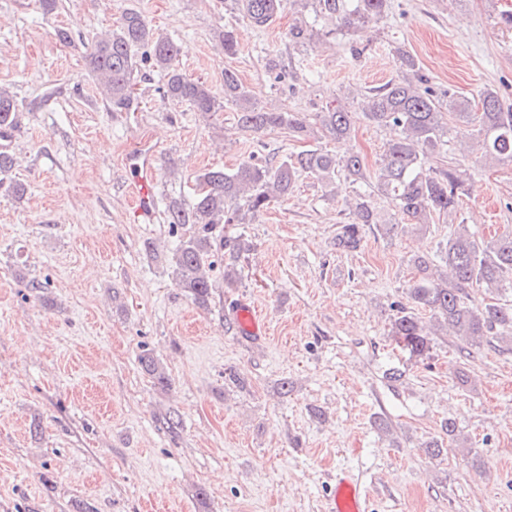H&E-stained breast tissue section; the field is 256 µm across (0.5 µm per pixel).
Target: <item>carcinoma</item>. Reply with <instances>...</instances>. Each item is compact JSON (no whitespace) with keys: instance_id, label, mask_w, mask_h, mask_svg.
<instances>
[{"instance_id":"cac0c4a2","label":"carcinoma","mask_w":512,"mask_h":512,"mask_svg":"<svg viewBox=\"0 0 512 512\" xmlns=\"http://www.w3.org/2000/svg\"><path fill=\"white\" fill-rule=\"evenodd\" d=\"M235 2L257 27L273 22L284 7V0ZM313 5L348 30L382 17L389 7L388 0H313ZM216 37L225 56L237 55L233 27L224 26ZM178 55L172 38L156 32L138 10L127 9L115 29L95 37L91 73L116 112L137 110L134 75L143 63L164 73L159 87L164 100L185 102L208 117L227 103L234 107L240 128L254 134L275 129L286 130L291 137L311 134L302 113L257 107L251 90L232 69L224 70V100H219L207 82L178 67ZM398 60L401 76L362 95L363 116L375 126L398 130L375 173L377 188L391 200L400 221L424 230L436 215H455L460 196L467 192L466 170L447 161L446 109H452L458 121L476 128L481 156L503 164H512V112L504 111L498 93L489 88L480 95V111L473 112L468 99L439 93L430 86L415 56L401 50ZM316 117L326 137L336 140L351 134V113L339 102L326 104ZM18 123L15 99L0 88V133L16 129ZM340 171L355 183L367 178L359 155L338 159L321 148L287 155L276 163L250 159L229 172L208 169L198 174L194 202L188 205L173 199L167 206L170 228L189 227L168 258L176 284L197 304L208 305L214 288V251L229 249L224 285L230 288L240 278L238 261L248 247L241 238L228 241L224 225L243 224L246 215L261 213L271 202L288 196L301 172L333 185ZM352 212L353 223L342 225L336 234V248L342 251L360 248L367 225L374 224L385 234L398 229L381 220L362 194L354 197ZM410 264L415 271L409 288L411 306L399 308L391 323V336L400 351L417 358L431 349L432 332L419 317L420 310L430 313L438 326L451 329L469 347L512 339V300L504 299L512 291V233L480 240L467 225L459 224L437 253L415 255ZM471 288L496 294V301L481 307L472 304ZM139 362L156 385L163 389L170 385L165 368L153 354H141Z\"/></svg>"}]
</instances>
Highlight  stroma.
Instances as JSON below:
<instances>
[{"mask_svg":"<svg viewBox=\"0 0 512 512\" xmlns=\"http://www.w3.org/2000/svg\"><path fill=\"white\" fill-rule=\"evenodd\" d=\"M127 8L178 42L187 75L220 92L235 69L259 106L309 116L340 100L350 136L253 134L228 107L201 117L162 100L148 66L135 75L138 110L113 111L90 53ZM507 10L512 0H390L382 18L346 31L310 0H288L265 27L233 0H57L50 11L0 0V87L20 112L10 177L26 186L19 199L0 189V512H328L341 467L366 486L369 512H512V342L468 349L442 330L429 357L411 360L389 334L410 303L409 260L447 241L446 219L366 231L346 253L336 231L353 220L349 200L364 194L384 217L391 204L371 180L331 189L299 176L287 200L229 227L250 250L237 286L217 285L204 307L171 275L179 236L166 220L169 201L192 202L197 174L252 156L321 147L375 170L396 132L364 120L359 93L397 77L401 48L438 90L473 99L492 86L511 110ZM227 24L240 43L232 59L216 38ZM296 24L309 34L300 44L288 36ZM450 127L449 157L469 185L457 221L484 238L512 229V165L482 158L465 124ZM141 144L156 155L150 224L128 217L125 159ZM241 298L270 322L264 342L241 343L229 327L226 306ZM146 350L168 389L141 369ZM230 368L244 386L225 382ZM446 420L457 440L432 454L424 444L442 439Z\"/></svg>","mask_w":512,"mask_h":512,"instance_id":"35a3bbf8","label":"stroma"}]
</instances>
